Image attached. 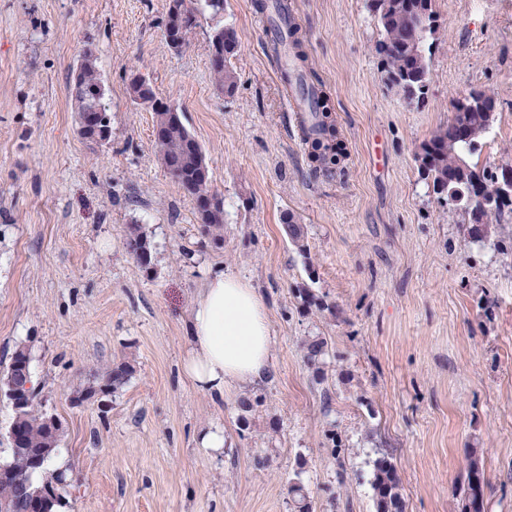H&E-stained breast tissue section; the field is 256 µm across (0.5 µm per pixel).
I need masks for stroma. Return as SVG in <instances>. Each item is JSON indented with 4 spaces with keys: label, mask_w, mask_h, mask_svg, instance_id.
<instances>
[{
    "label": "stroma",
    "mask_w": 512,
    "mask_h": 512,
    "mask_svg": "<svg viewBox=\"0 0 512 512\" xmlns=\"http://www.w3.org/2000/svg\"><path fill=\"white\" fill-rule=\"evenodd\" d=\"M334 105L345 156L316 171L288 108L253 0L223 12L192 0L190 45L169 49L166 0H0V362L19 346L64 423L67 512H375L370 480L396 464L405 512H462L469 456L485 471V512H512V213L470 241L418 172L422 144L453 100L491 90L496 120L480 165L512 166V0H435L430 80L407 101L384 77L367 0H290ZM233 26L237 88L218 91L208 41ZM93 45L112 137L78 133L72 68ZM177 106L224 201V244L159 161L154 115L132 103L131 72ZM308 227L306 255L285 213ZM148 233L153 269L126 251ZM224 272L263 295L273 336L264 379L223 403L189 381L194 303ZM328 311L302 312L298 291ZM327 339L321 371L302 342ZM126 360L118 393L82 404L89 370ZM264 402L240 422L242 394ZM224 431V449L198 445Z\"/></svg>",
    "instance_id": "35a3bbf8"
}]
</instances>
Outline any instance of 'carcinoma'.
<instances>
[{
  "label": "carcinoma",
  "instance_id": "carcinoma-1",
  "mask_svg": "<svg viewBox=\"0 0 512 512\" xmlns=\"http://www.w3.org/2000/svg\"><path fill=\"white\" fill-rule=\"evenodd\" d=\"M275 7L288 19L286 31L275 33L273 52L278 57L290 59V65L282 66V77L288 84H297L310 95L313 123L302 128L303 140L310 147V158L317 167L332 172L341 160L342 149L336 142V129L331 120L329 99L323 96L317 82V73L311 71L302 50V41L293 18L288 0H273L268 4L257 0L256 10L262 12ZM369 9L377 16L380 38L375 44L376 53L382 58L386 80L412 102L422 99L430 76V53L433 36L437 32V14L433 0H368ZM194 26L174 27L164 33L169 48L175 52L190 43ZM240 44L231 27L215 30L209 41L211 78L215 87L231 95L237 87V75L232 64ZM105 86L97 65L95 51L88 47L79 53L78 65L71 85V98L77 112L80 136L88 142H102L111 137V116L102 100ZM131 100L155 115L153 145L159 160L183 194L194 200L216 195L212 189L209 166L205 152L182 121L178 109L158 103L153 88L138 91L129 84ZM465 97L469 106L458 109L456 118L439 128L421 147L418 156L421 173L432 181L434 191L451 198L453 210L467 217L468 234L481 242L480 232L488 231L504 212H512V195L501 194L496 172L490 167H480L470 162L481 147V141L495 121V95L487 89L474 88ZM104 113L105 131L91 134L83 125V114L92 108ZM284 231L300 255L307 252V227L297 223L294 215L283 218ZM202 233L216 245L224 243V203H219L207 215L200 218ZM125 248L136 262L148 270L152 265L151 241L138 224L130 228ZM302 305L319 312L331 309L324 298L308 288L299 289ZM306 362L319 366L328 352V342L321 336H310L302 342ZM134 366L120 361L93 376L88 386L77 391L78 396L91 398L98 394L118 392L132 377ZM34 386L21 387L22 407L13 409L14 418L21 420L24 442L9 448V458L3 462L11 476L0 478V512H27V498L22 492L49 490L58 493L48 502L46 512H59L69 506L68 497L72 483L66 471L50 472L45 480L35 485L32 475L46 467L64 433L63 422L48 412ZM485 475L479 458L469 457L464 482L461 486L464 512H484ZM371 487L376 512H403L400 494V477L397 468L387 457L374 462ZM295 512H313L310 496L301 482L290 485Z\"/></svg>",
  "mask_w": 512,
  "mask_h": 512
}]
</instances>
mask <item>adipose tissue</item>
<instances>
[{"label":"adipose tissue","instance_id":"obj_1","mask_svg":"<svg viewBox=\"0 0 512 512\" xmlns=\"http://www.w3.org/2000/svg\"><path fill=\"white\" fill-rule=\"evenodd\" d=\"M271 349L263 297L237 276L210 278L193 307L186 377L220 401L266 375Z\"/></svg>","mask_w":512,"mask_h":512}]
</instances>
